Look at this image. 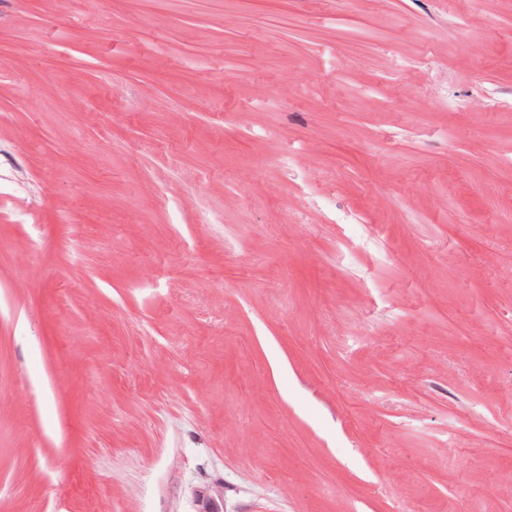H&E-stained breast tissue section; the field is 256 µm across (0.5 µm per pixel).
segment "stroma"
Segmentation results:
<instances>
[{
    "mask_svg": "<svg viewBox=\"0 0 512 512\" xmlns=\"http://www.w3.org/2000/svg\"><path fill=\"white\" fill-rule=\"evenodd\" d=\"M512 512V0H0V512Z\"/></svg>",
    "mask_w": 512,
    "mask_h": 512,
    "instance_id": "stroma-1",
    "label": "stroma"
}]
</instances>
